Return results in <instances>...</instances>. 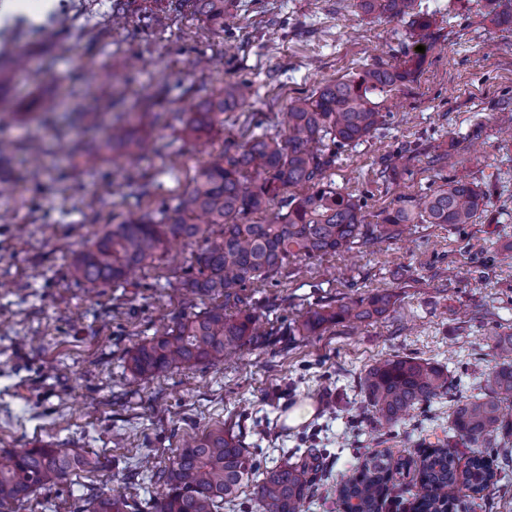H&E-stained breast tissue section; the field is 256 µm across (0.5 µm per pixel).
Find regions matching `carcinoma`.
Instances as JSON below:
<instances>
[{
  "label": "carcinoma",
  "mask_w": 512,
  "mask_h": 512,
  "mask_svg": "<svg viewBox=\"0 0 512 512\" xmlns=\"http://www.w3.org/2000/svg\"><path fill=\"white\" fill-rule=\"evenodd\" d=\"M198 20L224 30V0H186ZM498 24L512 25V0H488ZM416 0H359L357 7L378 19H412L415 41L427 37L431 21L415 11ZM23 52L0 51V86L24 69ZM409 67L372 64L310 96L292 97L285 114V134L251 135L200 168L175 203L151 216L130 217L77 251L73 278L90 286L118 284L130 273L152 265L173 240L202 243L194 263L167 281L206 297L213 304L193 314L174 315L164 332L137 345L127 369L145 379L175 367H191L252 345L256 313L239 307L243 288L275 277L291 260L345 253L356 244H378L394 238L405 224H471L484 205L481 188L452 177L445 187L409 206L382 212L380 223H366L363 206L328 180L336 149L359 143L381 122L374 99L413 78ZM250 86L228 81L186 120L185 131H207L226 112L245 105ZM104 145L128 155L157 149L135 136L130 115L120 114L108 126ZM307 187L288 199V210L276 211L259 223L250 214L264 212L285 189ZM391 295L366 298L307 312L300 331L308 336L344 320L365 321L386 314ZM493 365L483 373L482 393L458 399L449 414L448 438L468 445L470 456L460 464L456 450L442 442L416 464L413 512H458L448 488L458 484L481 494L500 480L490 448L512 445V335L487 337ZM448 369L423 359L393 355L376 360L360 380L366 410L380 422L395 425L416 410L448 394ZM105 466L101 456L61 448L52 443L0 451V503L31 500L72 473ZM323 467L321 455L308 449L298 457L258 471L241 436L224 428L208 430L183 442L168 462L154 467L150 478L164 488L153 498L152 512H223L244 491L257 512H302ZM391 457L373 453L355 472L341 477L339 491L347 512H380L390 480ZM86 512H140L126 497L95 494Z\"/></svg>",
  "instance_id": "carcinoma-1"
}]
</instances>
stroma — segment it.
Listing matches in <instances>:
<instances>
[{"label": "stroma", "mask_w": 512, "mask_h": 512, "mask_svg": "<svg viewBox=\"0 0 512 512\" xmlns=\"http://www.w3.org/2000/svg\"><path fill=\"white\" fill-rule=\"evenodd\" d=\"M125 2L131 22L117 29L112 0H65L63 24L43 0H26V23L9 41L29 66L0 89V137L17 146L0 165V181L13 191L0 198V448L49 441L109 464L0 512H80L87 494L115 490L145 510L159 488L143 460L159 465L216 427L240 435L264 469L298 449H325L327 470L304 512H343L340 475L377 451L419 458L447 430L452 398L477 394L480 369L493 358L487 336L512 333V138L504 132L512 28L493 22L487 0H418L432 21L420 53L408 22L370 18L357 0H231L234 19L222 31L173 0ZM201 53L216 66L195 69ZM408 60L418 64L414 80L381 103L378 129L340 149L327 176L359 199L373 224L460 174L485 193L475 222L413 224L399 240L293 261L241 293L260 316L255 346L132 379L125 360L138 343L160 335L172 315L205 308L165 285L199 247L171 245L119 287L75 281L73 253L125 218L172 202L226 142L283 133L290 97L367 65ZM228 80L250 83L247 104L200 137L188 135L174 113L191 111ZM104 81L127 105L160 100L163 118L146 115L141 129L164 149L144 153L129 172L98 163L77 182L69 173L86 160L83 136L45 131L26 112L35 101L60 110L85 102ZM33 136L45 150L39 168L24 148ZM444 152L456 155L457 167L433 164ZM378 291L392 296L384 316L300 335L308 311ZM388 355L444 365L452 397L393 426L374 422L360 379ZM305 401L313 416L288 425V411ZM132 467L138 480L127 477ZM449 493L462 512H512V477L477 496L459 486Z\"/></svg>", "instance_id": "35a3bbf8"}]
</instances>
